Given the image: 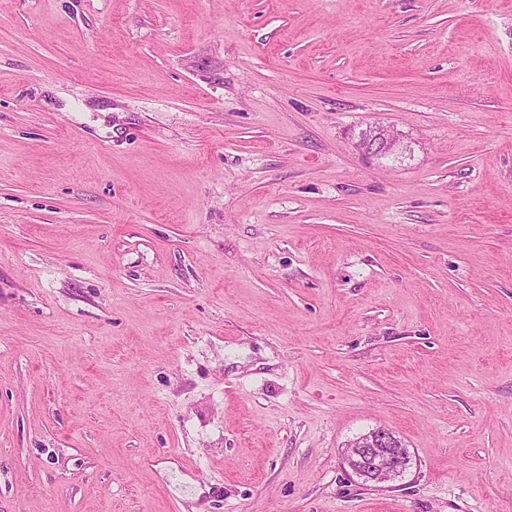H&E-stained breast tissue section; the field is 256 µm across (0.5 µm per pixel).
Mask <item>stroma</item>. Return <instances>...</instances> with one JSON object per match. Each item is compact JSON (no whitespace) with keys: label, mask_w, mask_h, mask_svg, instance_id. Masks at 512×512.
Returning a JSON list of instances; mask_svg holds the SVG:
<instances>
[{"label":"stroma","mask_w":512,"mask_h":512,"mask_svg":"<svg viewBox=\"0 0 512 512\" xmlns=\"http://www.w3.org/2000/svg\"><path fill=\"white\" fill-rule=\"evenodd\" d=\"M0 512H512V0H0ZM369 438L364 442L355 440L354 453L349 451L345 455V462L351 468L356 448H361L360 459L364 466L369 481L372 483H381L385 481H397L402 478L403 472L409 469L412 461L411 455H406L405 468L401 466L399 453L395 450V435L393 432L385 428H376L368 434ZM387 464V472L382 478L383 463Z\"/></svg>","instance_id":"obj_1"}]
</instances>
